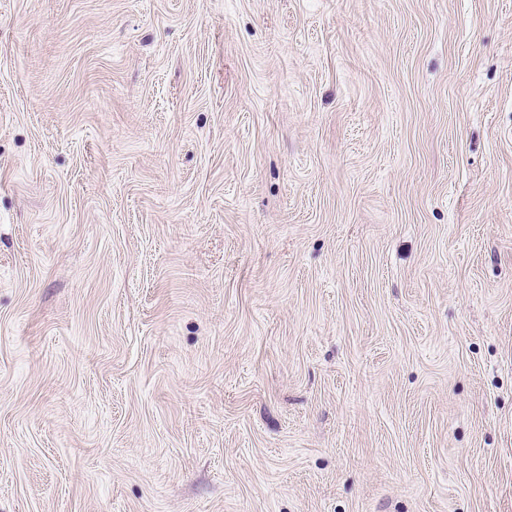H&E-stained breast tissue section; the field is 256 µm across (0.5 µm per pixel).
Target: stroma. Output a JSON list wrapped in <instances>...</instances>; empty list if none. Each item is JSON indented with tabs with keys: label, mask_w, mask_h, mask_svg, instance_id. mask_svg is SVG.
<instances>
[{
	"label": "stroma",
	"mask_w": 512,
	"mask_h": 512,
	"mask_svg": "<svg viewBox=\"0 0 512 512\" xmlns=\"http://www.w3.org/2000/svg\"><path fill=\"white\" fill-rule=\"evenodd\" d=\"M0 512H512V0H0Z\"/></svg>",
	"instance_id": "35a3bbf8"
}]
</instances>
